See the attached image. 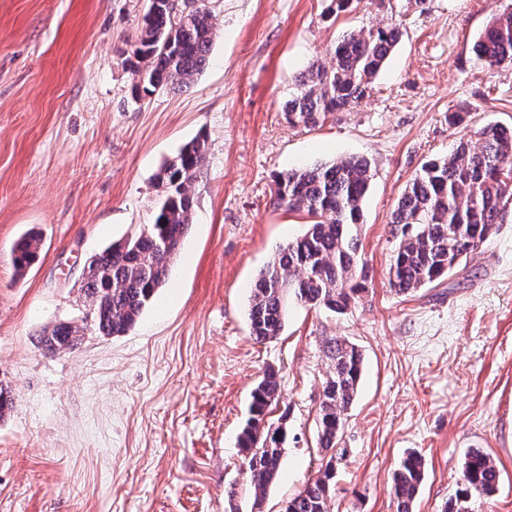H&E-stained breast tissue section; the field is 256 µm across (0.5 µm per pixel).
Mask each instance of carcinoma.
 Segmentation results:
<instances>
[{
	"label": "carcinoma",
	"instance_id": "1",
	"mask_svg": "<svg viewBox=\"0 0 512 512\" xmlns=\"http://www.w3.org/2000/svg\"><path fill=\"white\" fill-rule=\"evenodd\" d=\"M150 0L144 24L129 60L135 90L146 95L161 88L181 89L194 82L207 61L215 37L211 12L200 0ZM401 36L398 27H378L349 34L331 49V63H312L296 79V91L285 107L288 123L315 126L327 114L345 110L364 98ZM477 58L490 70L512 68V3L494 10L475 42ZM479 146L461 141L443 160L425 163L406 185L392 213L394 245L388 284L409 294L438 283L477 251L503 223L512 208V126L490 123L477 132ZM207 157L205 138L184 145L155 175L165 196L154 222L131 238L96 254L95 269L81 288L84 306L103 337L120 336L135 326L157 291L172 261L181 252L194 207L192 186ZM373 178L365 157L345 156L331 163L280 173L275 198L292 211L315 218L303 236L278 248L250 291L251 335L264 342L284 329L287 299L341 314L363 289L367 269L361 259L358 226ZM38 234H25L15 245L18 274L37 259ZM85 329L59 323L44 331L43 349L72 351ZM331 372L318 406L317 435L325 450H336L358 391L363 358L342 337L324 342ZM281 396L277 372L269 368L251 393L249 418L238 437L255 494H264L277 477L285 427L268 425L266 416ZM464 487L444 512H468L475 495H489L499 471L489 455L474 449L464 462ZM334 472L325 465L308 480L286 512H327ZM425 478V462L412 451L399 463L390 488L395 512H413Z\"/></svg>",
	"mask_w": 512,
	"mask_h": 512
}]
</instances>
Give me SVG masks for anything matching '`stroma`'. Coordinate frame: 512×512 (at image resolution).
Returning a JSON list of instances; mask_svg holds the SVG:
<instances>
[{"label": "stroma", "instance_id": "stroma-1", "mask_svg": "<svg viewBox=\"0 0 512 512\" xmlns=\"http://www.w3.org/2000/svg\"><path fill=\"white\" fill-rule=\"evenodd\" d=\"M216 36L182 90L137 94L128 64L148 0H0V512H285L316 476V414L329 361L348 338L363 372L339 441L328 512H394L389 489L411 451L425 460L415 512H442L478 449L499 471L470 512H512V212L438 286L391 290V214L428 161L488 123H512V70L473 45L494 0H371L332 16L329 0H206ZM399 23L372 87L345 112L292 126L295 78L329 63L350 32ZM466 106L465 123L450 112ZM206 162L185 251L134 328L87 332L55 355L45 327L81 323L82 272L104 246L152 223L161 165L195 137ZM370 159L358 227L371 279L345 313L289 300L280 336L250 333V285L306 231L277 206L278 174L343 156ZM39 232L17 276L12 249ZM288 417L277 478L256 495L237 436L267 367Z\"/></svg>", "mask_w": 512, "mask_h": 512}]
</instances>
